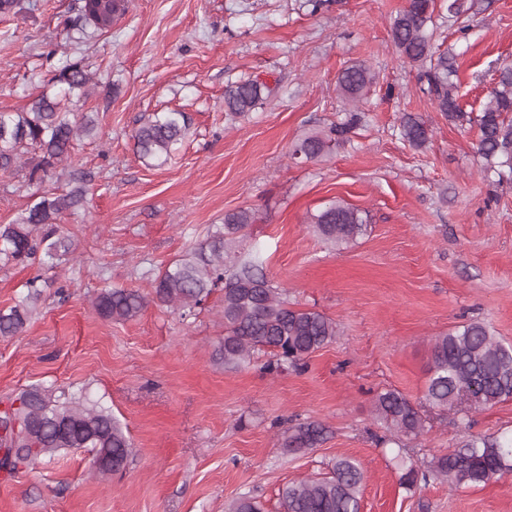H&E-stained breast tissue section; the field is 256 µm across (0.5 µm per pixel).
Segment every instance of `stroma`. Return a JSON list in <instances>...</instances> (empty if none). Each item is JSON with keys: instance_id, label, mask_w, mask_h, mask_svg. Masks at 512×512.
Segmentation results:
<instances>
[{"instance_id": "stroma-1", "label": "stroma", "mask_w": 512, "mask_h": 512, "mask_svg": "<svg viewBox=\"0 0 512 512\" xmlns=\"http://www.w3.org/2000/svg\"><path fill=\"white\" fill-rule=\"evenodd\" d=\"M0 17V112L26 110L52 91L45 46L63 43L72 0H25ZM112 28L83 46L96 75L73 103L93 136L74 141L43 181L0 173V224L36 192H63L85 178L81 208L59 225L72 242L54 262H0V309L43 283L24 331L0 336V404L32 387L66 391L108 408L132 458L100 477L92 455L67 450L8 476L0 512H228L240 495L283 512L292 481L328 476L337 459L361 466L360 512H512V473L471 488L434 482L407 491L403 466L473 437L512 436V398L468 418L432 411L423 433L391 442L374 411L388 389L422 397L436 336L470 322L512 344V178L483 171L479 129L451 124L420 92L417 69L397 53L394 17L408 0H127ZM456 56L458 99L478 111L496 67L512 65V0H493L467 37L441 35ZM354 62L378 76L350 142L322 159H292L306 132L340 121L338 72ZM257 78L270 93L246 119L224 111L228 83ZM178 110L189 133L166 164L136 153L142 116ZM430 130L421 149L403 142L405 114ZM339 202L366 212L368 230L337 245L311 217ZM256 222L258 252L292 306L335 320V340L301 369H225L223 293L190 315L151 302L153 280L204 243L225 213ZM149 299L133 319L100 317L105 288ZM327 429L312 449L286 451L298 424Z\"/></svg>"}]
</instances>
